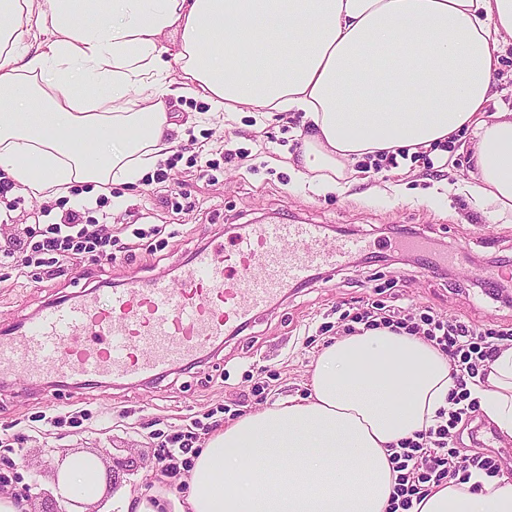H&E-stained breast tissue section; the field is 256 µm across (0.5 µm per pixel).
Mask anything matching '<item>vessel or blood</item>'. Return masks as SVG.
Segmentation results:
<instances>
[{"mask_svg":"<svg viewBox=\"0 0 512 512\" xmlns=\"http://www.w3.org/2000/svg\"><path fill=\"white\" fill-rule=\"evenodd\" d=\"M322 224L245 225L230 245L196 250L176 279L152 277L49 302L0 343V381L141 382L210 357L226 336L287 298L314 271L375 248Z\"/></svg>","mask_w":512,"mask_h":512,"instance_id":"obj_1","label":"vessel or blood"}]
</instances>
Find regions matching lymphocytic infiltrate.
Wrapping results in <instances>:
<instances>
[{
	"mask_svg": "<svg viewBox=\"0 0 512 512\" xmlns=\"http://www.w3.org/2000/svg\"><path fill=\"white\" fill-rule=\"evenodd\" d=\"M27 241L16 248L0 251V257L15 266L26 268L37 264L50 274H62L64 267L79 255L106 246L119 252L130 251V244L118 238H104L83 225L79 213H71L66 222L32 228ZM365 328L406 330L445 352L453 365L455 387L449 395L452 403L447 417L401 440L389 455L395 474L388 512H411L431 487L444 481H467L472 472L490 478L498 477L501 464L496 457L480 453L461 455L453 445V431L468 424L478 408L471 399V388L485 376V368L512 343V329H502L485 336L477 335L471 325L461 319H444L426 312L399 316L372 305L356 312L344 332H353L355 325Z\"/></svg>",
	"mask_w": 512,
	"mask_h": 512,
	"instance_id": "f902f5d3",
	"label": "lymphocytic infiltrate"
}]
</instances>
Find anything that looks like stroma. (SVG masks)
I'll return each instance as SVG.
<instances>
[{"instance_id": "1", "label": "stroma", "mask_w": 512, "mask_h": 512, "mask_svg": "<svg viewBox=\"0 0 512 512\" xmlns=\"http://www.w3.org/2000/svg\"><path fill=\"white\" fill-rule=\"evenodd\" d=\"M300 125V113L269 120L250 106L231 129L219 115H207L200 134L162 163L169 181L152 173L142 185L113 186V195L127 197L123 209L113 211L111 197H103L96 216L83 218L87 224L99 219L106 234L127 241L132 229L159 228L163 250L139 248L129 258L100 248L55 279L35 266L22 275L0 265V330L100 281L176 278L194 251L229 242L232 226L239 224H340L382 243L389 237L387 225L397 224L456 254V263L431 266L383 245L372 260L321 270L195 367L127 386L59 384L47 391L20 382L0 385V474L8 476L0 492H18L38 475L42 494L32 500L33 512H58L60 504L50 495L54 468L77 452L96 454L107 467L133 462L119 487L160 489L157 459L164 442L196 419L221 428L275 402L307 397L321 347L342 332L339 312L369 299L458 318L481 332L512 327V301L489 295L474 275L489 262L512 261V223L488 219L456 191L457 183L472 178L466 155L433 166L402 162L376 170L365 163L348 175L343 190L318 194L289 164ZM228 152L245 158L225 163ZM89 190L78 184L70 198L42 204L23 186L0 183V247L25 239L31 225L61 222ZM65 412L75 414L76 423L47 424V417Z\"/></svg>"}]
</instances>
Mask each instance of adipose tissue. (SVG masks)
<instances>
[{
	"mask_svg": "<svg viewBox=\"0 0 512 512\" xmlns=\"http://www.w3.org/2000/svg\"><path fill=\"white\" fill-rule=\"evenodd\" d=\"M511 41L512 0H0V173L42 202L137 183L186 139L166 99L189 92L229 124L245 106L302 113L299 172L326 189L384 152L447 158L470 132L475 180L459 190L507 219L512 109L487 107ZM311 385L212 434L182 496L125 492L119 512H387L388 450L447 407L449 358L368 329L324 346ZM473 395L512 439V348ZM104 490L96 455L57 473L64 500ZM414 512H512V484L475 471Z\"/></svg>",
	"mask_w": 512,
	"mask_h": 512,
	"instance_id": "adipose-tissue-1",
	"label": "adipose tissue"
}]
</instances>
